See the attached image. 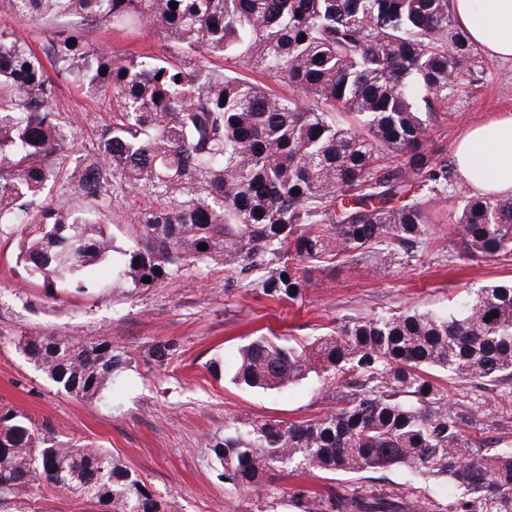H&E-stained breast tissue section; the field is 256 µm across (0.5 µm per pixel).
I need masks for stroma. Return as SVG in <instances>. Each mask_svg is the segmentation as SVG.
Segmentation results:
<instances>
[{
    "instance_id": "35a3bbf8",
    "label": "stroma",
    "mask_w": 512,
    "mask_h": 512,
    "mask_svg": "<svg viewBox=\"0 0 512 512\" xmlns=\"http://www.w3.org/2000/svg\"><path fill=\"white\" fill-rule=\"evenodd\" d=\"M0 23L12 27L34 50L48 44L62 21H32L0 0ZM87 40L117 56L162 54L157 33L91 26ZM73 123L81 151L92 149L112 109L77 85L62 83L55 103ZM512 111V60L484 57L469 92L438 108L428 138L436 156L448 157L457 136L492 112ZM147 197L118 196L103 210L102 224L118 243L134 236L132 217ZM429 243L414 260L380 268L370 262L330 259L321 263L302 300H274L249 288L226 289L223 266H190L176 279L148 289L112 280V265L96 269L99 286L78 294L45 287L19 260L22 225L0 224V407L26 414L36 427L62 439L92 440L134 471L168 512H296L288 494L296 480L285 473L259 492L225 484L217 476L208 439L240 421L311 418L328 405L316 379L279 391L246 390L230 381L241 345L255 336L306 342L347 315L367 316L408 307L447 311L467 291L512 280V257L481 258L451 266L458 226L448 203L431 210ZM28 336L109 339L132 362L106 393L84 402L57 390L20 353ZM173 341L174 359L157 367L152 344Z\"/></svg>"
}]
</instances>
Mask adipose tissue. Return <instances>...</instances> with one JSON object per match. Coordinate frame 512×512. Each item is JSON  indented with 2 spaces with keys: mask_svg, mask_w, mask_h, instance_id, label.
I'll list each match as a JSON object with an SVG mask.
<instances>
[{
  "mask_svg": "<svg viewBox=\"0 0 512 512\" xmlns=\"http://www.w3.org/2000/svg\"><path fill=\"white\" fill-rule=\"evenodd\" d=\"M456 23L488 56L512 59V0H451ZM461 186L512 195V113L491 115L466 130L453 149Z\"/></svg>",
  "mask_w": 512,
  "mask_h": 512,
  "instance_id": "adipose-tissue-1",
  "label": "adipose tissue"
}]
</instances>
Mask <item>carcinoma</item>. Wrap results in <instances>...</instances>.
<instances>
[{
	"mask_svg": "<svg viewBox=\"0 0 512 512\" xmlns=\"http://www.w3.org/2000/svg\"><path fill=\"white\" fill-rule=\"evenodd\" d=\"M8 2L32 18L149 28L168 49L117 57L72 28L41 56L0 24V224L24 225L20 259L48 287L83 293L95 287L92 268L119 255L118 279L135 288L222 264L237 285L296 301L328 257L380 267L415 257L435 199L457 209L451 263L512 255V196L470 194L454 160L427 145L436 107L481 67L450 0ZM213 57L225 67L212 68ZM254 70L293 94L245 76ZM62 80L112 105L85 154L54 110ZM127 191L153 201L134 214L129 248L97 221L102 202ZM177 349L157 343L151 356L162 366ZM21 352L89 402L131 362L99 339L33 336ZM312 373L331 402L322 414L241 422L209 439L224 482L256 491L285 470L354 475L368 483L344 501L297 485L292 502L300 512H391L372 474L403 470L454 487L419 512H512V445L475 437L492 415L484 391L512 400V282L479 289L446 316H347L305 345L257 336L239 348L231 382L277 391ZM438 374L475 394L449 398ZM43 485L97 512H167L108 449L0 408V512Z\"/></svg>",
	"mask_w": 512,
	"mask_h": 512,
	"instance_id": "cac0c4a2",
	"label": "carcinoma"
}]
</instances>
